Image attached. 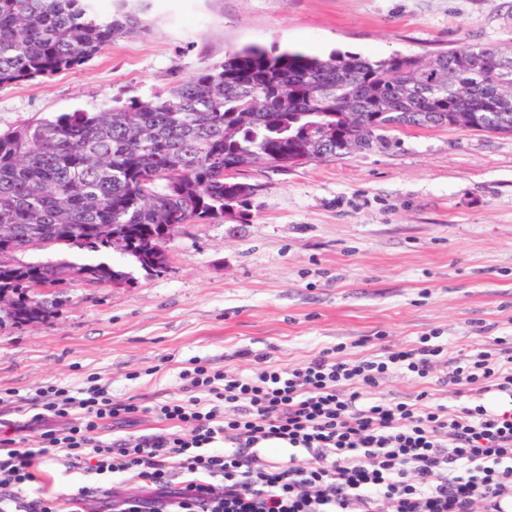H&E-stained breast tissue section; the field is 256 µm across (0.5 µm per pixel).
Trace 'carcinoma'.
I'll use <instances>...</instances> for the list:
<instances>
[{
    "instance_id": "carcinoma-1",
    "label": "carcinoma",
    "mask_w": 512,
    "mask_h": 512,
    "mask_svg": "<svg viewBox=\"0 0 512 512\" xmlns=\"http://www.w3.org/2000/svg\"><path fill=\"white\" fill-rule=\"evenodd\" d=\"M148 0H0V85L76 69L113 40L146 29ZM491 46L464 42L444 52V78L423 74L425 58L395 53L371 60L334 52L324 58L248 45L224 64L149 99L72 112L0 133V251L27 253L28 238L58 250L101 252L112 240L148 273L176 228L242 218L258 186L239 171L286 170L387 146L402 128L512 134V86L501 87ZM423 74L409 89L405 81ZM471 92L459 113L454 91ZM73 269L91 282L124 278L104 263L21 260L0 265V294L13 308L0 325L52 313L35 286L66 288Z\"/></svg>"
}]
</instances>
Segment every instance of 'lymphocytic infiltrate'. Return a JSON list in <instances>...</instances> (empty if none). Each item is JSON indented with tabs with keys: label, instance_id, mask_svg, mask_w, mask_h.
<instances>
[{
	"label": "lymphocytic infiltrate",
	"instance_id": "f902f5d3",
	"mask_svg": "<svg viewBox=\"0 0 512 512\" xmlns=\"http://www.w3.org/2000/svg\"><path fill=\"white\" fill-rule=\"evenodd\" d=\"M343 344L292 367L268 365L251 375L203 365L184 370L186 400L157 404L171 431L137 440H99L105 422L131 421L138 407L113 400L104 387L71 395L44 388L29 401L31 423L63 420L44 434L66 469L138 478L146 493L77 487L84 507L106 497L112 512H502L512 496V336L497 338L447 378L476 391V404L449 413L427 393L388 403L370 392L401 373L428 378L448 357L437 334L412 348L347 361ZM207 391L200 400L198 391ZM277 447L280 460L266 458ZM38 450L0 437V512H55L47 496L24 489L36 482Z\"/></svg>",
	"mask_w": 512,
	"mask_h": 512
}]
</instances>
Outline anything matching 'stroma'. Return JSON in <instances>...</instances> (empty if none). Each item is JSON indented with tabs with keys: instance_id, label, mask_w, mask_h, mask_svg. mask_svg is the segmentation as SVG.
<instances>
[{
	"instance_id": "1",
	"label": "stroma",
	"mask_w": 512,
	"mask_h": 512,
	"mask_svg": "<svg viewBox=\"0 0 512 512\" xmlns=\"http://www.w3.org/2000/svg\"><path fill=\"white\" fill-rule=\"evenodd\" d=\"M463 42L512 49V0H151L145 30L79 69L0 86V130L151 97L249 44L378 59ZM238 179L259 188L248 218L178 227L163 272L101 252L128 282L71 283L44 321L0 327V426L19 427L20 447L43 445L27 401L50 385L133 399L130 425L99 430L108 442L160 432L152 407L186 398L197 363L251 374L339 343L355 360L433 331L462 360L512 335V135L404 128L383 148ZM451 370L392 373L373 394L425 391L453 413L468 396L445 385ZM39 470L32 497L89 481L51 452Z\"/></svg>"
}]
</instances>
